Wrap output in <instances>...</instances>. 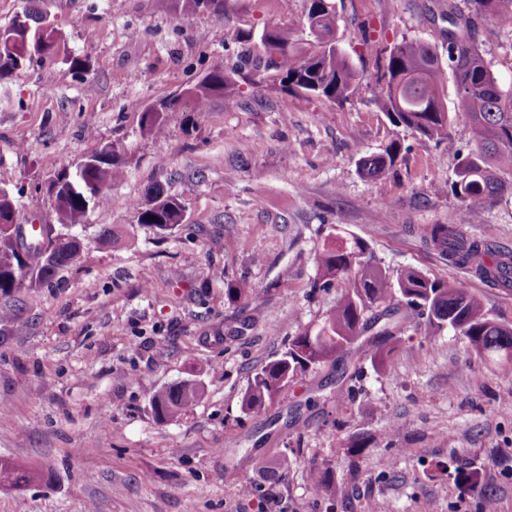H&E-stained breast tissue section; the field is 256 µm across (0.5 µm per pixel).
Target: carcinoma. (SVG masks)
<instances>
[{
	"label": "carcinoma",
	"mask_w": 512,
	"mask_h": 512,
	"mask_svg": "<svg viewBox=\"0 0 512 512\" xmlns=\"http://www.w3.org/2000/svg\"><path fill=\"white\" fill-rule=\"evenodd\" d=\"M302 19L288 26L267 24L259 35L262 51L252 50L253 31L240 34L245 51L239 63L228 68L218 63L195 85L165 102L162 109L145 108L141 129L147 134L162 132L167 113L177 109L182 98L194 101L197 109L217 95L234 103L236 76L247 68L263 78L269 72L283 75L287 87L325 97L334 102L347 100L359 82V74L340 45L333 0H307ZM25 21L13 18L6 26L10 36L0 43V81L32 62L33 57L54 53L57 31L41 27V14L35 9L23 11ZM440 17L463 32V38L448 43L447 57L436 46L421 40L403 41L390 50L380 85V106L390 122L417 133L420 138L449 140L451 123L463 124L470 131L473 148L461 160L452 191L461 202L458 223H466L467 207L473 202L492 204L512 193V90L504 89L484 60L475 34L481 22L491 20L512 27V0H448ZM452 75L456 87L453 110L445 109L444 84ZM400 148L394 144L382 153L364 156L359 167L363 176L385 177L393 168ZM113 146L107 144L90 155V162L49 181L48 192L54 199L58 225L67 228L85 216L91 201H108L107 186L120 179L123 171L112 161ZM134 207L142 224L166 231L181 223L182 208L161 183L148 188L144 199ZM19 223L14 199L0 196V295L9 297L23 273H32L19 258V241L10 225ZM47 243L35 247L30 257L47 258L36 263L35 279L51 280L56 272L71 263L80 251L79 242L45 228ZM428 240L441 250L448 262L469 269L480 280L512 288V254L493 251L481 241L465 236L456 227L434 224ZM365 241L350 237L330 239L317 251L315 260L324 288L331 281L344 279L348 288L314 331L297 335L281 356L261 367L242 398V410L258 413L272 404L299 374L318 364L343 356L359 333L390 320L394 311L381 305L400 294L406 305L419 312L427 330L437 332L449 327L468 339L470 345L512 373V326L488 317L480 299L470 291L446 281L432 279L414 269L390 276L366 257ZM195 379H183L156 392L151 400L161 421L181 417L202 395ZM36 472L17 463L0 460V482L27 483Z\"/></svg>",
	"instance_id": "obj_1"
}]
</instances>
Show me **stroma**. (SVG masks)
I'll use <instances>...</instances> for the list:
<instances>
[{
  "instance_id": "obj_1",
  "label": "stroma",
  "mask_w": 512,
  "mask_h": 512,
  "mask_svg": "<svg viewBox=\"0 0 512 512\" xmlns=\"http://www.w3.org/2000/svg\"><path fill=\"white\" fill-rule=\"evenodd\" d=\"M439 0H334L338 36L366 78L344 102L241 73L235 104L183 103L161 134L141 110L193 87L216 61L236 63L238 34L302 17L307 0H224L223 15L182 19L179 0H41L59 49L0 81V187L22 223L51 224L49 180L106 144L123 170L107 206L68 232L76 258L48 282L22 277L0 322V459L34 468L0 485V512H512V378L451 329L430 336L402 319L387 369L373 332L312 368L258 413L241 409L256 369L319 324L346 284L315 287V254L339 231L365 240L387 271L414 268L470 289L512 325V289L482 283L426 244L461 203L451 184L471 149L394 127L378 106L391 48L445 47ZM477 41L512 86V29ZM82 68L72 65L73 59ZM399 142L395 167L364 178L362 156ZM162 182L181 204L167 232L140 223L134 201ZM109 225L111 244L97 229ZM464 235L512 251V196L468 208ZM233 249H225V240ZM254 297L228 302V285ZM203 386L180 419L151 398L184 378ZM288 468L273 471L279 459ZM326 477L314 492L308 475ZM475 469L482 488L457 480Z\"/></svg>"
}]
</instances>
